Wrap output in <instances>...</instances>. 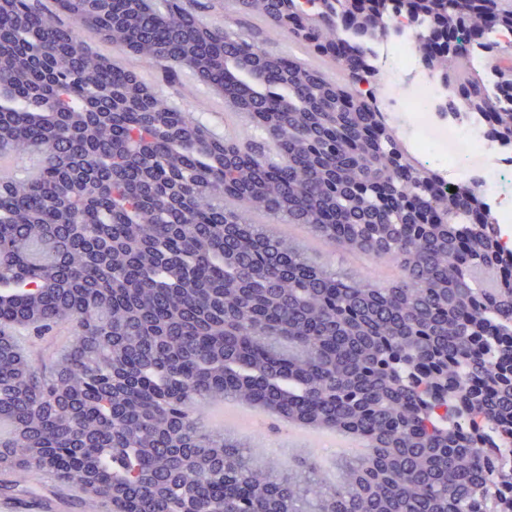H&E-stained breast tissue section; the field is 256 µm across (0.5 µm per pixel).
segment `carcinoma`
Instances as JSON below:
<instances>
[{"instance_id": "obj_1", "label": "carcinoma", "mask_w": 512, "mask_h": 512, "mask_svg": "<svg viewBox=\"0 0 512 512\" xmlns=\"http://www.w3.org/2000/svg\"><path fill=\"white\" fill-rule=\"evenodd\" d=\"M305 2L237 5L336 62L342 84L205 23L199 0H55L70 28L38 0H0V155L38 159L35 176L0 179V328L73 327L48 368L0 345V466L15 473L1 495L49 475L111 512L512 509V250L482 194L450 192L359 91L378 81L364 43L405 12L449 108L485 98L511 145L512 43L493 34L512 30V5ZM80 28L221 88L251 132L217 136L94 56ZM277 224L402 278L322 264ZM229 398L375 452L317 487L314 454L270 466L201 425Z\"/></svg>"}]
</instances>
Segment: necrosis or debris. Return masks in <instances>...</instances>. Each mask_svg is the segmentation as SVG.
<instances>
[{
  "instance_id": "4bbe7bcc",
  "label": "necrosis or debris",
  "mask_w": 512,
  "mask_h": 512,
  "mask_svg": "<svg viewBox=\"0 0 512 512\" xmlns=\"http://www.w3.org/2000/svg\"><path fill=\"white\" fill-rule=\"evenodd\" d=\"M367 50L380 74L368 93L413 160L446 183L481 192L501 243H512V198L503 191L512 182V148L490 134L483 114L449 110V90L423 64L417 30L406 16H394L388 33Z\"/></svg>"
}]
</instances>
